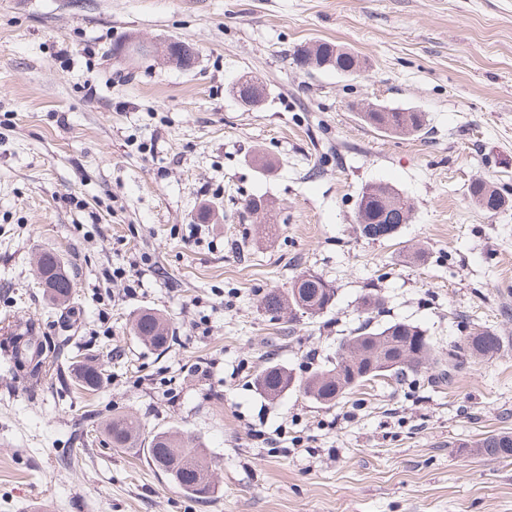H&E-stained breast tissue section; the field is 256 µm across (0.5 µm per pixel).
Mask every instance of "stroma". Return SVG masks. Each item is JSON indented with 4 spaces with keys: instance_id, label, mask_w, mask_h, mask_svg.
Here are the masks:
<instances>
[{
    "instance_id": "stroma-1",
    "label": "stroma",
    "mask_w": 512,
    "mask_h": 512,
    "mask_svg": "<svg viewBox=\"0 0 512 512\" xmlns=\"http://www.w3.org/2000/svg\"><path fill=\"white\" fill-rule=\"evenodd\" d=\"M130 38L198 58H116ZM318 41L362 71L296 67ZM245 77L266 88L257 106L234 92ZM372 104L426 126L376 131ZM478 179L508 189L497 213L471 201ZM378 182L413 215L372 242L355 202ZM45 250L67 263L70 305L37 285ZM303 271L334 284L331 311L260 309ZM372 288L376 324H417L440 361L473 329L500 348L450 381L380 377L331 407L263 398L264 366H330ZM148 309L174 331L165 352L133 333ZM29 326L111 379L34 385L0 354V512L35 494L45 512H512V460L471 447L512 431V0H0V330ZM117 413L145 438H200L213 497L184 496L146 448H112L98 424Z\"/></svg>"
}]
</instances>
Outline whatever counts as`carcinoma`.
<instances>
[{
  "label": "carcinoma",
  "mask_w": 512,
  "mask_h": 512,
  "mask_svg": "<svg viewBox=\"0 0 512 512\" xmlns=\"http://www.w3.org/2000/svg\"><path fill=\"white\" fill-rule=\"evenodd\" d=\"M294 62L303 69L332 66L336 70L351 75L361 69V61L352 52L338 46L320 42L303 46L296 50ZM362 120L376 130L395 136H414L426 126L425 115L421 112L399 108H384L381 112H363ZM474 204L488 213H495L503 206V190L475 181L470 187ZM412 208L408 199L389 184L374 183L362 188L356 200V220L362 237L368 233H379V228L392 222L396 228L410 222ZM37 268L53 279V287L43 289L49 301L64 305L70 301L74 288L73 279L68 273L63 258L54 251H44L38 256ZM337 289L332 282L313 273L304 271L296 275L287 291L270 289L263 294L260 308L276 316L289 307L311 316H318L335 305ZM384 300L377 292L366 293L361 301L363 325L356 335L345 339L336 350L332 367L317 370L306 377L295 378L288 369L278 365L262 368L255 377V385L260 394L270 401L279 399L291 387L298 388L304 395L323 405L336 403V376L346 351L354 344H365L368 340L383 337L390 349L405 356L404 366L396 369L398 376L406 370L418 372L439 364L435 359L432 343L421 327L412 323L388 322L376 328L371 327L373 313H381ZM133 332L144 344L156 350L166 351L173 337L167 319L161 314L145 310L134 320ZM9 359L15 367L23 370L36 384L51 372L62 374L59 355L48 350L33 336L32 330L18 336L14 333L6 337ZM500 337L489 330L479 329L468 333L467 337L448 352V367L441 369V376L450 378L470 359H480L499 349ZM71 381L86 391H95L108 382L110 375L98 364L73 360L70 362ZM113 448L126 450L139 442L137 421L128 415H114L108 418L103 428ZM480 453L497 459H512V432H489L476 442ZM152 463L162 471L173 485L192 499L207 500L215 493L214 470L208 460L205 444L191 436L184 437L169 430L155 433L148 442Z\"/></svg>",
  "instance_id": "1"
}]
</instances>
